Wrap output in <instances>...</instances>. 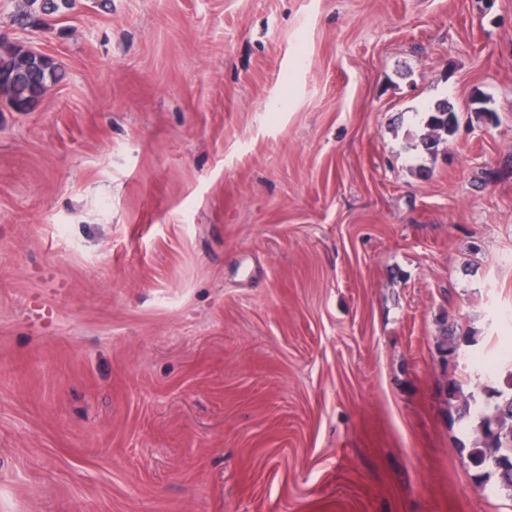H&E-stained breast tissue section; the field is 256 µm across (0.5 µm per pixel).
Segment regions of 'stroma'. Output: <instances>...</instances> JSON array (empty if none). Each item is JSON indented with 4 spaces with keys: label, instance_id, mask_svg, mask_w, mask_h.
Here are the masks:
<instances>
[{
    "label": "stroma",
    "instance_id": "stroma-1",
    "mask_svg": "<svg viewBox=\"0 0 512 512\" xmlns=\"http://www.w3.org/2000/svg\"><path fill=\"white\" fill-rule=\"evenodd\" d=\"M16 4L0 512H512L446 394L512 364V0ZM72 0H21L14 21L23 24H42L50 17L69 8ZM32 51V50H31ZM0 39V89L6 96L1 104L26 112L42 96L55 75L53 62L43 53ZM427 113L425 126L428 133L422 134L419 139L426 150H431L438 145L443 135L454 134L457 127V116L448 101L436 103Z\"/></svg>",
    "mask_w": 512,
    "mask_h": 512
}]
</instances>
